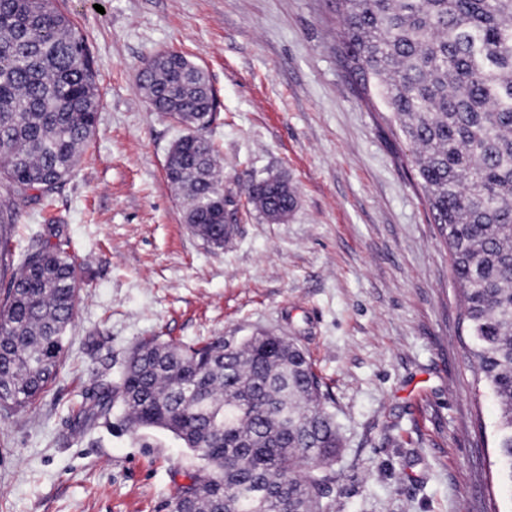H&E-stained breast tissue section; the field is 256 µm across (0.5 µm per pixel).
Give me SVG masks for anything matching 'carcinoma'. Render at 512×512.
<instances>
[{
    "instance_id": "obj_1",
    "label": "carcinoma",
    "mask_w": 512,
    "mask_h": 512,
    "mask_svg": "<svg viewBox=\"0 0 512 512\" xmlns=\"http://www.w3.org/2000/svg\"><path fill=\"white\" fill-rule=\"evenodd\" d=\"M342 45L412 148V163L452 260L473 361L500 409L498 457L512 487V0H332ZM140 88L187 133L169 154L184 222L224 248L222 171L200 119L212 88L186 56L157 54ZM99 99L86 40L55 0H0V179L49 197L93 135ZM285 220L288 182L251 185ZM80 284L65 252L32 240L0 302V412L31 407L55 378ZM121 411L125 430L159 428L199 465L171 512H334L341 438L321 381L294 340L176 344L151 338L116 378L93 380L84 427Z\"/></svg>"
}]
</instances>
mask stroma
Here are the masks:
<instances>
[{"mask_svg": "<svg viewBox=\"0 0 512 512\" xmlns=\"http://www.w3.org/2000/svg\"><path fill=\"white\" fill-rule=\"evenodd\" d=\"M58 4L94 61L96 131L49 208L0 182L13 222L0 261L19 267L42 236L70 255L81 291L56 378L31 408L0 414V512H170L191 452L158 428L76 427L73 412L141 340L259 331L297 342L332 397L336 512H512L448 250L410 146L354 75L328 0ZM162 51L215 90L206 134L233 224L221 249L184 224L165 175L183 129L138 88ZM272 175L295 195L280 223L248 197Z\"/></svg>", "mask_w": 512, "mask_h": 512, "instance_id": "stroma-1", "label": "stroma"}]
</instances>
